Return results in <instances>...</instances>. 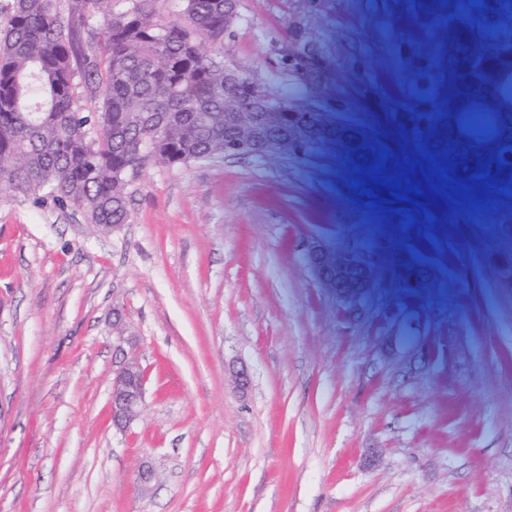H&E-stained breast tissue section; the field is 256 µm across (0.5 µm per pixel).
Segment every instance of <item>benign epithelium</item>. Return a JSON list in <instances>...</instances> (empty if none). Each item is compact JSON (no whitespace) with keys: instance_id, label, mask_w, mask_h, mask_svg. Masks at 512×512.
Instances as JSON below:
<instances>
[{"instance_id":"7a95c632","label":"benign epithelium","mask_w":512,"mask_h":512,"mask_svg":"<svg viewBox=\"0 0 512 512\" xmlns=\"http://www.w3.org/2000/svg\"><path fill=\"white\" fill-rule=\"evenodd\" d=\"M278 53L294 60L301 72L319 59L315 49L302 43L287 45ZM306 260L321 286L335 296L343 314L353 316L376 280L372 265L353 250L320 243L308 247ZM112 325L117 333L119 364L112 379L110 415L113 426L125 431L141 415L148 374L136 354L135 340L124 336L123 318L117 311L113 313Z\"/></svg>"}]
</instances>
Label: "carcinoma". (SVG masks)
I'll return each instance as SVG.
<instances>
[{
  "label": "carcinoma",
  "mask_w": 512,
  "mask_h": 512,
  "mask_svg": "<svg viewBox=\"0 0 512 512\" xmlns=\"http://www.w3.org/2000/svg\"><path fill=\"white\" fill-rule=\"evenodd\" d=\"M7 0L0 4V185L23 196L50 188L60 206L83 205L87 223H128L132 168L224 157V143L257 124L273 145L293 127L308 132L281 155L300 160L319 146L357 165L380 161L372 128L332 113L309 79L277 57L293 89L268 126L248 112L224 65L202 48L223 46L237 0H184L179 25L156 17L155 0ZM358 16L336 53L318 46L320 78L357 75L386 52L382 79L358 80L339 100L371 113L397 140L410 136L466 185L492 182L512 199V0H338ZM279 42L316 43L288 22ZM84 98L95 103L85 110Z\"/></svg>",
  "instance_id": "cac0c4a2"
}]
</instances>
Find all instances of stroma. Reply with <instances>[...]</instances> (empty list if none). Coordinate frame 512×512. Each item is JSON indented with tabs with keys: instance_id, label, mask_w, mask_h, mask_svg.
<instances>
[{
	"instance_id": "1",
	"label": "stroma",
	"mask_w": 512,
	"mask_h": 512,
	"mask_svg": "<svg viewBox=\"0 0 512 512\" xmlns=\"http://www.w3.org/2000/svg\"><path fill=\"white\" fill-rule=\"evenodd\" d=\"M238 15L209 52L276 94L288 20L335 49L356 21L337 0ZM380 147L373 167L325 148L150 163L107 234L1 187L0 512H512V201L444 179L417 142ZM312 241L375 267L358 319L315 279ZM116 308L149 372L124 432Z\"/></svg>"
}]
</instances>
